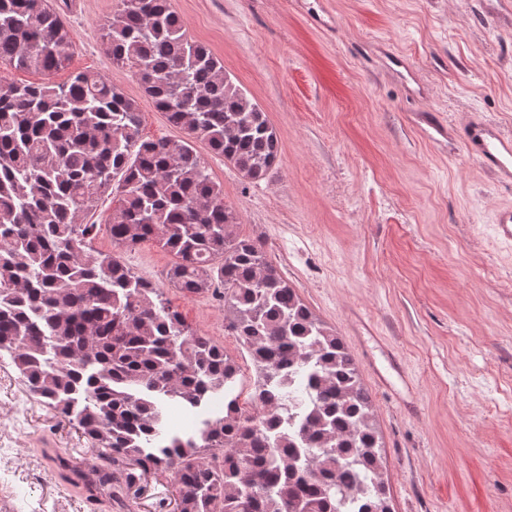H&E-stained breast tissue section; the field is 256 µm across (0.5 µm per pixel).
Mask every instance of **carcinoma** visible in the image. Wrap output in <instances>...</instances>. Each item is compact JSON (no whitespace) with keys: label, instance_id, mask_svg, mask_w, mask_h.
I'll return each mask as SVG.
<instances>
[{"label":"carcinoma","instance_id":"carcinoma-1","mask_svg":"<svg viewBox=\"0 0 512 512\" xmlns=\"http://www.w3.org/2000/svg\"><path fill=\"white\" fill-rule=\"evenodd\" d=\"M118 2L103 27L112 62L185 137L144 138L138 103L98 73L0 79V353L96 452L87 470L62 450L55 465L91 512H123L150 477L177 486L175 512H391L354 357L261 240L237 233L195 148L257 183L277 160L275 129L169 0ZM74 50L48 0H0V64L52 73ZM108 192L119 195L114 244L156 241L187 298L224 286L227 328L257 370L250 408L226 398L199 418L239 367L160 287L94 249L96 225L83 220ZM171 404L192 434L163 435Z\"/></svg>","mask_w":512,"mask_h":512}]
</instances>
